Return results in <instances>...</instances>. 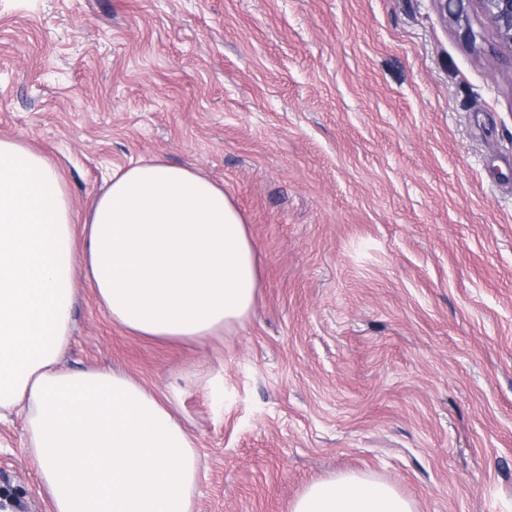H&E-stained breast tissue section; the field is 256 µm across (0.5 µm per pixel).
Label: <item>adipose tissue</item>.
<instances>
[{"mask_svg": "<svg viewBox=\"0 0 512 512\" xmlns=\"http://www.w3.org/2000/svg\"><path fill=\"white\" fill-rule=\"evenodd\" d=\"M113 323L199 342L242 322L262 261L241 211L198 171L152 159L114 170L83 228L41 154L0 139V420L23 415L25 452L53 512H193L201 473L174 413L125 374L63 371L76 267ZM291 512H413L356 474L308 485Z\"/></svg>", "mask_w": 512, "mask_h": 512, "instance_id": "1", "label": "adipose tissue"}]
</instances>
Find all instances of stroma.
<instances>
[{
  "label": "stroma",
  "instance_id": "obj_1",
  "mask_svg": "<svg viewBox=\"0 0 512 512\" xmlns=\"http://www.w3.org/2000/svg\"><path fill=\"white\" fill-rule=\"evenodd\" d=\"M0 138L84 219L113 169L194 168L262 259L249 317L135 336L80 283L62 369L178 414L194 512H290L355 473L415 512H512V47L437 0H0ZM21 418L0 492L50 512Z\"/></svg>",
  "mask_w": 512,
  "mask_h": 512
}]
</instances>
